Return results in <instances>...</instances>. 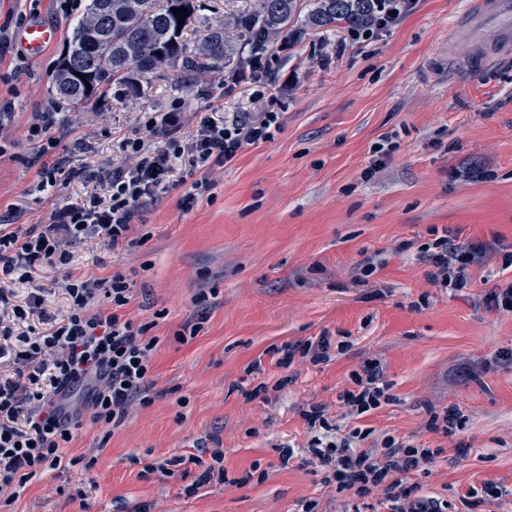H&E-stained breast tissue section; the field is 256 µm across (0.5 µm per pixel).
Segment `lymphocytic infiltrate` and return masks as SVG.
Instances as JSON below:
<instances>
[{
  "label": "lymphocytic infiltrate",
  "mask_w": 512,
  "mask_h": 512,
  "mask_svg": "<svg viewBox=\"0 0 512 512\" xmlns=\"http://www.w3.org/2000/svg\"><path fill=\"white\" fill-rule=\"evenodd\" d=\"M68 123L56 112L35 113L27 131L34 145L28 167L39 189L54 187L62 173L55 160ZM282 126L281 113L232 119L214 112H189L173 101L161 112L141 113L125 137V162L93 171L102 193H90L56 207L46 224H21L16 215L0 216V500L11 503L31 477L60 468L65 448L83 417L119 425L134 405L152 402V359L157 345L149 324L126 313L132 288L122 273L100 279L75 275L73 246L97 241L118 249L131 245L137 221L161 192L173 188L175 162L189 166L193 180L180 199L183 210L211 197L214 167L231 164L246 148L271 140ZM419 247L428 282L461 291L474 285L494 242H458L449 231L430 228ZM51 268V282L39 271ZM63 292L64 309L51 297ZM346 350L347 341L328 337L287 342L270 348L278 366L295 360L318 365L330 348ZM352 388L339 400L361 416L389 401V386L377 361L352 372ZM80 401H73L75 392ZM311 437L303 464L320 472L325 485L344 499L342 512H448V501L421 493L409 474L430 464L438 449L418 447L392 436L370 442L369 431L341 432L329 422L326 408L307 405L302 412Z\"/></svg>",
  "instance_id": "1"
}]
</instances>
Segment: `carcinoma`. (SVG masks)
I'll return each instance as SVG.
<instances>
[{"mask_svg":"<svg viewBox=\"0 0 512 512\" xmlns=\"http://www.w3.org/2000/svg\"><path fill=\"white\" fill-rule=\"evenodd\" d=\"M196 0H89L87 9L73 25L68 53L78 61L75 70L57 68L50 96L53 111L70 112L92 102L100 89L126 86L134 75L176 68L196 75L231 74L246 63L243 44L262 49L293 26L327 28L343 24L362 28L386 0H252L251 8L231 22L209 25L194 46L183 37L196 20ZM185 7L180 17L173 9ZM184 23H178V19ZM82 73L85 78L76 76ZM72 93L64 95L59 85Z\"/></svg>","mask_w":512,"mask_h":512,"instance_id":"cac0c4a2","label":"carcinoma"}]
</instances>
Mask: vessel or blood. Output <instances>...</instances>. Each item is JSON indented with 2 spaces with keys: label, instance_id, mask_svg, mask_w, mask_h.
<instances>
[{
  "label": "vessel or blood",
  "instance_id": "1",
  "mask_svg": "<svg viewBox=\"0 0 512 512\" xmlns=\"http://www.w3.org/2000/svg\"><path fill=\"white\" fill-rule=\"evenodd\" d=\"M57 37L54 28L33 23L20 34L29 56H39ZM448 80L480 75L492 64L512 58V0H464L448 26Z\"/></svg>",
  "mask_w": 512,
  "mask_h": 512
}]
</instances>
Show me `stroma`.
I'll use <instances>...</instances> for the list:
<instances>
[{"label":"stroma","mask_w":512,"mask_h":512,"mask_svg":"<svg viewBox=\"0 0 512 512\" xmlns=\"http://www.w3.org/2000/svg\"><path fill=\"white\" fill-rule=\"evenodd\" d=\"M462 0H418L379 37L351 40L347 29L288 34V50L266 49L278 79L261 90L228 87L222 78L174 80L164 69L134 88H111L79 109L57 150L64 173L41 191L23 159L34 113L51 109L48 88L68 48L74 12L59 0H0V105L11 120L0 138L12 141L0 157V215L49 223L55 207L93 191L85 175L121 164V139L140 113L183 100L187 111L215 109L254 116L278 99L282 127L273 139L245 149L233 164L214 168L211 201L190 211L182 189L161 193L136 228L135 244L106 251L77 246L76 270L105 278L123 272L133 282L127 313L152 323L158 339L152 378L156 397L133 408L120 427L85 421L67 452L73 463L27 483L0 512H298L306 499L321 512L339 501L319 475L280 451L309 438L301 416L323 403L332 417L350 374L381 361L390 403L346 427L374 429L445 452L411 480L443 493L448 512H465L473 487L512 486V316L489 310L484 285L453 294L428 284L418 247L430 227L461 240L512 244V63L448 84V24ZM55 28L57 39L37 58L17 41L27 24ZM298 82L281 89L280 77ZM395 134L397 148L374 167L373 146ZM481 167V182L451 178L452 168ZM377 271L359 279L367 258ZM211 309L195 337L199 293ZM329 336L349 337L344 354L318 365H276L271 345ZM260 372H250L253 362ZM285 380L270 403L249 401L259 383ZM454 404L465 422L451 435L427 429L425 405ZM224 451L234 477L258 467L265 479L242 487L196 486L191 455ZM158 459L172 473L143 474ZM85 498H78V491Z\"/></svg>","instance_id":"1"}]
</instances>
